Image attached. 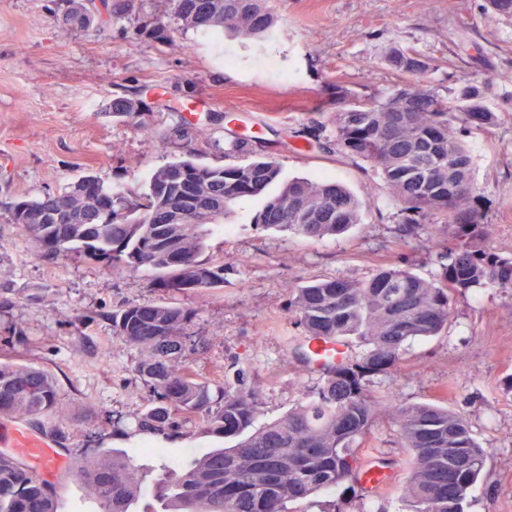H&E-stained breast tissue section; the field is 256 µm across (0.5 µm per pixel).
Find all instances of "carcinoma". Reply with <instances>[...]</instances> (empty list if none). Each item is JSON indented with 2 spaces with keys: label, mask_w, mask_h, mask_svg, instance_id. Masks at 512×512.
Listing matches in <instances>:
<instances>
[{
  "label": "carcinoma",
  "mask_w": 512,
  "mask_h": 512,
  "mask_svg": "<svg viewBox=\"0 0 512 512\" xmlns=\"http://www.w3.org/2000/svg\"><path fill=\"white\" fill-rule=\"evenodd\" d=\"M63 19L89 29L99 9L111 18L132 11V0H62ZM181 29L202 36L225 32L265 37L274 21L262 0H171ZM391 64L417 73L418 59L396 51ZM387 97L356 99L347 90L331 115L336 152L362 159L379 173L400 204L403 222L452 227L451 239L431 240L439 250L441 271L428 281L407 269L378 267L359 281L321 278L289 288L290 311L308 338L346 340L355 354L321 372L313 399L281 419L252 430L258 410L255 384L243 381L213 389L187 358L191 308L143 302L112 311L113 334L146 353L137 371L150 388L152 406L138 419L142 431L163 432L178 418L236 440L216 448L188 466L164 471L157 484L158 512H287V504L320 490L358 479V441L379 415L388 413L402 446L411 455L404 483L412 512H463V502L481 478L487 459L468 422L435 404L384 405L367 389L371 377L385 375L402 360L405 345L440 334L448 327L456 294L483 284L512 288V260L487 245L490 225L472 203L471 157L454 135L453 124L478 127L493 122L480 87L471 78L454 98L442 97L422 81L404 84ZM118 117L143 125L138 102L112 101ZM69 209L58 222L46 198L13 206V223L34 241L39 256L54 258L72 251L114 273L151 270L164 292L201 293L224 283V268L202 258L214 229L247 198L264 204L253 224L262 230L291 232L320 239L346 232L360 223V204L347 189L330 180H284L272 155L244 165L212 167L189 154L157 169L147 190L136 193L108 188L99 180L77 181L56 193ZM112 204V223L86 224L83 217ZM183 213L185 223L165 217ZM56 389L44 371L0 361V415L39 420L56 409ZM452 448L470 466L451 491L454 507L435 491L448 475ZM78 480L85 496L102 512H129L141 493L134 460L95 448L83 456ZM54 488L35 478L12 456L0 457V512H59Z\"/></svg>",
  "instance_id": "1"
}]
</instances>
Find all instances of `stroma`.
<instances>
[{"instance_id":"stroma-1","label":"stroma","mask_w":512,"mask_h":512,"mask_svg":"<svg viewBox=\"0 0 512 512\" xmlns=\"http://www.w3.org/2000/svg\"><path fill=\"white\" fill-rule=\"evenodd\" d=\"M57 0H0V355L42 369L56 386L51 421L0 416V435L22 426L50 440L64 465L50 479L63 512H100L75 472L89 448L133 457L143 493L130 512H153V487L166 466L223 446L197 423L162 433L138 430L149 388L140 350L112 332L121 306L154 301L192 307L195 371L215 384L239 375L259 385L255 427L308 400L318 384L289 350L306 338L287 311L288 286L317 278L366 280L384 264L433 279L428 238L407 233L399 207L371 165L324 149L337 89L385 97L405 84L386 61L412 50L421 78L456 97L465 77L492 79L484 104L492 125L456 127L471 156L475 204L494 225L490 248L512 259V16L485 12V0H264L271 36L215 41L179 29L169 0H134L124 18L90 30L66 25ZM173 31L155 38L153 31ZM140 102L144 127L113 116L114 98ZM208 129L209 142L191 132ZM213 167L275 153L283 179L330 178L361 202L347 233L308 241L255 229L259 198L237 203L205 253L223 266L222 287L200 294L154 288L153 272L116 274L74 255L38 256L12 222V206L62 190L80 176L142 191L153 171L185 153ZM26 336L14 346V328ZM383 403H434L464 417L488 449L482 480L464 512H512V288L483 285L456 296L448 327L411 342L400 365L373 379ZM362 458L392 476L378 492L348 482L292 503L288 512H409L402 496L408 452L387 415L360 443Z\"/></svg>"}]
</instances>
